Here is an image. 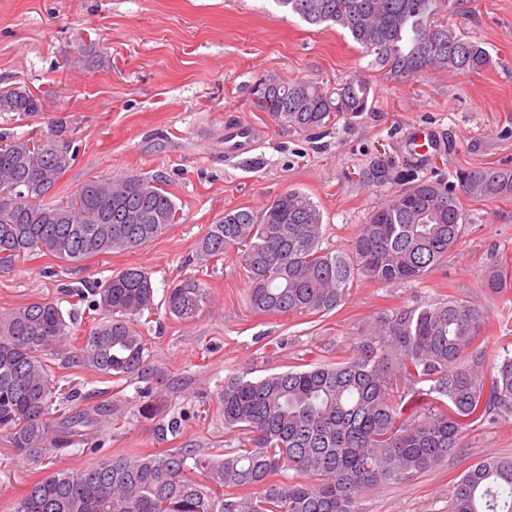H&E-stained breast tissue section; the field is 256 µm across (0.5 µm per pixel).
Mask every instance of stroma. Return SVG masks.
Listing matches in <instances>:
<instances>
[{
    "label": "stroma",
    "mask_w": 512,
    "mask_h": 512,
    "mask_svg": "<svg viewBox=\"0 0 512 512\" xmlns=\"http://www.w3.org/2000/svg\"><path fill=\"white\" fill-rule=\"evenodd\" d=\"M444 13L456 31L489 50L490 68L395 78L372 65L344 31L307 24L275 0H0V89H26L43 103L28 118L0 113V145L64 125L74 159L52 191L55 200L91 180L134 174L160 180L178 207L177 223L136 252L79 263L42 253L0 271V312L47 299L74 310L79 331L91 326L93 313L68 289L92 287L132 265L151 273L154 305L137 327L168 380L157 418L138 413L141 380H113L63 354L49 361L62 385L103 393L121 408L122 418L99 435L108 453L237 447L224 431L218 399L226 376L256 379L303 358L335 359L352 351L380 312L451 292L488 311V355L512 352V299L481 286L488 265L512 268V199L464 200L467 230L444 266L411 283H354L344 305L316 320L253 313L234 254L208 261L195 254L224 212L262 210L289 189L306 192L322 211V249L347 248L357 225L392 192L363 183L360 172L375 157L404 169V144L418 126L443 138L432 177L512 167V0H448ZM355 74L372 90L368 111L351 124L295 131L253 103L254 85L269 76L333 89ZM228 122L257 131L251 151L233 159L224 155ZM186 279L210 291L209 305L191 323L165 304L167 288ZM174 415L183 418L180 431L161 433L160 424ZM488 454L512 456V419L471 427L460 457L368 492L363 512H444L463 461ZM97 459L85 449L27 462L0 431V512H12L48 469L81 470Z\"/></svg>",
    "instance_id": "obj_1"
}]
</instances>
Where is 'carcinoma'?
Segmentation results:
<instances>
[{
  "label": "carcinoma",
  "instance_id": "cac0c4a2",
  "mask_svg": "<svg viewBox=\"0 0 512 512\" xmlns=\"http://www.w3.org/2000/svg\"><path fill=\"white\" fill-rule=\"evenodd\" d=\"M310 25L345 31L373 64L394 77L447 71L466 76L492 64L478 41L457 33L439 14L447 0H275ZM371 85L355 74L329 91L313 81L270 78L254 104L284 126L312 131L366 111ZM43 109L28 90L0 95V112L30 117ZM61 129L41 140L0 145V269L43 251L68 262L131 252L167 232L178 208L161 185L137 175L85 183L71 199L48 201L70 166ZM434 164L397 173L372 161L364 181L394 191L357 226L349 248L320 247L323 214L290 189L261 211L236 209L208 226L197 252L208 259L232 251L246 271V298L256 314L324 315L346 300L353 283L419 281L441 266L467 223L462 198H512V168L461 170L456 181L418 177ZM483 286L508 293L512 272L493 264ZM98 317L72 361L113 379H154L147 340L135 327L154 305L150 272L125 268L91 289ZM209 302L207 289L186 280L168 289L166 307L184 322ZM71 314L35 301L0 313V430L16 457L43 462L77 446L98 447L101 424L117 415L109 402L93 409L65 392L47 360L71 338ZM488 312L458 296L381 312L334 361L301 363L258 379L224 378V430L243 432L232 451L198 457L153 451L99 458L76 471L55 468L16 500L13 512H361L364 495L405 484L460 453L465 431L512 416V356L486 363ZM421 402L406 412V398ZM142 416L158 412L162 390L143 391ZM58 409H53V405ZM200 472L205 482L193 478ZM293 472L286 480L282 473ZM445 512H512V456H489L452 479Z\"/></svg>",
  "mask_w": 512,
  "mask_h": 512
}]
</instances>
